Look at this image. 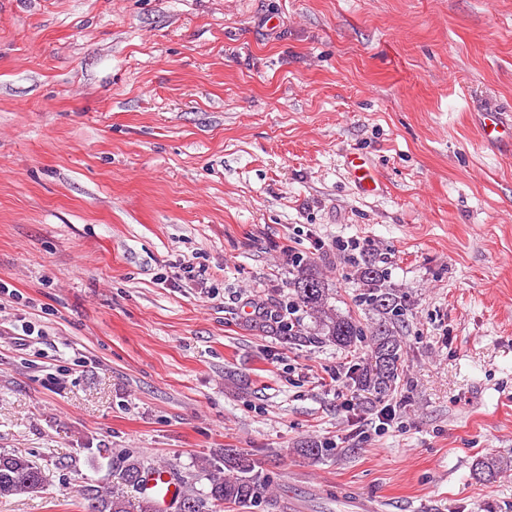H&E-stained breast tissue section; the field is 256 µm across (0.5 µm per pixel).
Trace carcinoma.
I'll list each match as a JSON object with an SVG mask.
<instances>
[{
    "label": "carcinoma",
    "mask_w": 512,
    "mask_h": 512,
    "mask_svg": "<svg viewBox=\"0 0 512 512\" xmlns=\"http://www.w3.org/2000/svg\"><path fill=\"white\" fill-rule=\"evenodd\" d=\"M292 277L288 288L298 306L314 320L321 342L341 350L364 345L365 361L353 369L351 380L357 389L377 399L390 395L397 388L403 373L404 343L402 318L406 315L408 296L386 284L385 274L371 261L358 267V280L366 287L363 302L374 315L369 328L349 314L330 305L327 279L314 262L296 257L292 260ZM267 325L273 327L286 343L299 344L308 340L303 329L282 314L270 316ZM512 468V459L485 457L476 461L475 474L485 481ZM155 469L140 456L126 454L119 460L118 484L97 490L87 498L86 512H156L152 501L133 498L146 476ZM208 476L205 496L192 489L182 492L175 503V512H202L203 500L215 506L226 503L250 509L261 503L276 505L273 480L258 470L256 462L235 448H226L222 458L205 464ZM44 487L41 469L26 456L0 451V499L33 495Z\"/></svg>",
    "instance_id": "obj_1"
}]
</instances>
